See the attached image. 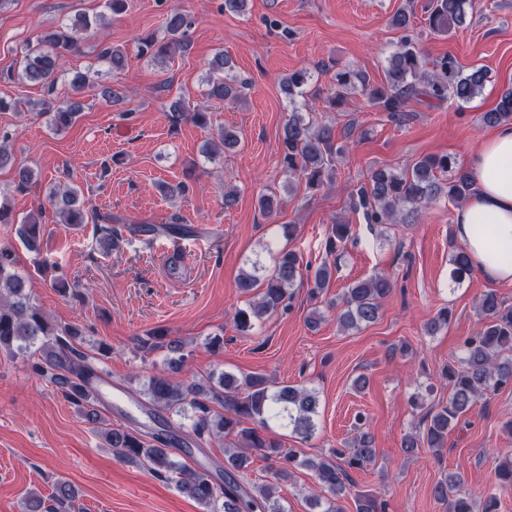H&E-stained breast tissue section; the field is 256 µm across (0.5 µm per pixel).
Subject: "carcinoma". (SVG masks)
<instances>
[{
  "label": "carcinoma",
  "instance_id": "1",
  "mask_svg": "<svg viewBox=\"0 0 512 512\" xmlns=\"http://www.w3.org/2000/svg\"><path fill=\"white\" fill-rule=\"evenodd\" d=\"M473 0H428L429 29L436 34H448L453 27L466 24L473 12ZM104 15L95 21L78 16L57 30L41 36L37 43L25 48L17 69L7 73V79L39 84L48 98L42 101V113L56 129L73 125L82 112L79 95L85 89L87 76L75 74L69 82L70 93L59 102L55 97L59 77L65 72L63 61L67 54L79 50L83 32L91 26H105ZM393 28L403 32L395 51L384 66V80L370 84L367 76L347 67L333 75L329 102L342 104L358 91L395 120L403 118L406 103L411 99L427 105L433 101L453 99L467 103L482 93L489 82V72L480 66L463 70L456 58L448 54L427 68L424 56L416 45L411 13L398 10L391 19ZM192 22L177 11L168 12L162 40L152 36L140 39L139 54L154 64L162 65L190 45ZM98 60L117 73L124 69L125 50L108 45L98 53ZM232 65L218 51L208 62L205 78L207 98L224 102L239 98L236 79L230 75ZM313 75L306 69L288 74L282 86L288 99L312 95L320 89H310ZM190 119L198 125L207 124V114L190 112L182 101L171 105L170 120L177 123ZM484 125L495 127L512 123V89L504 91L496 106L481 115ZM238 144L235 131L226 128L218 132V141L207 143L205 154L213 157L219 148ZM282 163L288 181L303 180L306 187L316 189L333 178L336 158L341 148L335 146V129L317 125L313 114L295 107L283 127L281 137ZM475 193V181L470 169L448 156L427 155L414 160L403 170L379 168L371 173L368 182L351 193L352 209L363 214L370 226L397 224L402 221L404 208L417 212L427 205L446 198L462 205ZM56 214L66 224L81 229L89 223V206L82 190L65 183L56 185L48 194ZM42 211L28 215L17 230L23 245L31 252L41 246ZM351 232L349 221L330 225L327 251L341 250ZM450 278L458 282L471 274L474 262L466 249L452 246L449 259ZM310 266L303 264L300 255L290 249L277 251L269 269L255 261L251 269L242 270L237 288L251 296L246 306L233 314L236 329L248 335L264 317L274 313L291 300V289L307 284L311 298L323 295L330 287L336 268L328 262L316 267L313 274L304 275ZM30 277L16 269L12 248L0 246V351L26 358L31 370L53 383L74 406L77 413L97 425L98 433L110 448L113 457L124 463L145 467L156 478L174 484L175 488L203 506V512H288L277 495L275 484L251 483L246 480L250 454L258 452L288 464L278 469L282 477L291 475L290 468L312 470L318 481L317 491L307 498L321 512H346L341 502L352 499L355 512H386V502L374 492L355 490L350 470L362 467L375 457L373 438L367 431L355 435L353 441L338 450L334 457L302 458L293 449L283 450L280 441L268 436L270 424L278 423L295 436L307 440L316 431L320 400L316 392L303 386L283 385L278 388L262 375L237 377L222 374L218 384L213 379L175 382L167 375H153L142 390L138 404L164 411L190 421L185 444L201 447L214 437L232 438V447L224 449V482L209 469H190L170 458L169 434L157 430L147 436L134 428H114L102 419L95 397L88 391L91 381L102 378L100 358L110 353L102 345L92 356L82 349V331L75 326L60 327L51 323L34 302ZM392 281L385 274H375L358 280L345 289L341 297L328 305L338 308L336 320L345 330H358L377 321L383 299L392 291ZM482 325L477 335L467 338L457 364H448L443 378L448 382V403L427 409L421 418L422 430L407 435L402 442L404 453L411 455L418 448L434 452L445 447L448 431L470 412L486 393L512 386V307L504 305L493 290L485 292L478 301ZM140 347L147 352L165 351L170 372H179L187 360L184 344L171 339L162 329L150 331L139 338ZM495 479L503 491H512V460L495 468ZM462 480L450 475L437 482L434 497L447 505V512H474L470 495L460 492ZM75 491L65 482L57 483L48 497L35 492L23 498L24 512H76Z\"/></svg>",
  "mask_w": 512,
  "mask_h": 512
}]
</instances>
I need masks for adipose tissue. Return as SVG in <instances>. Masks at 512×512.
I'll return each mask as SVG.
<instances>
[{"mask_svg": "<svg viewBox=\"0 0 512 512\" xmlns=\"http://www.w3.org/2000/svg\"><path fill=\"white\" fill-rule=\"evenodd\" d=\"M471 171L479 192L454 216V234L480 273L512 282V124L494 128Z\"/></svg>", "mask_w": 512, "mask_h": 512, "instance_id": "obj_1", "label": "adipose tissue"}]
</instances>
